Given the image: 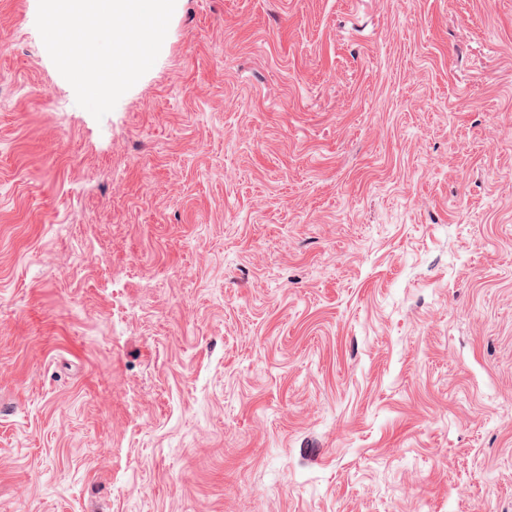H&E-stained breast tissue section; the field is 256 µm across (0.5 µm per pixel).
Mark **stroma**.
Instances as JSON below:
<instances>
[{"instance_id":"1","label":"stroma","mask_w":512,"mask_h":512,"mask_svg":"<svg viewBox=\"0 0 512 512\" xmlns=\"http://www.w3.org/2000/svg\"><path fill=\"white\" fill-rule=\"evenodd\" d=\"M0 0V512H512V0H176L95 119Z\"/></svg>"}]
</instances>
